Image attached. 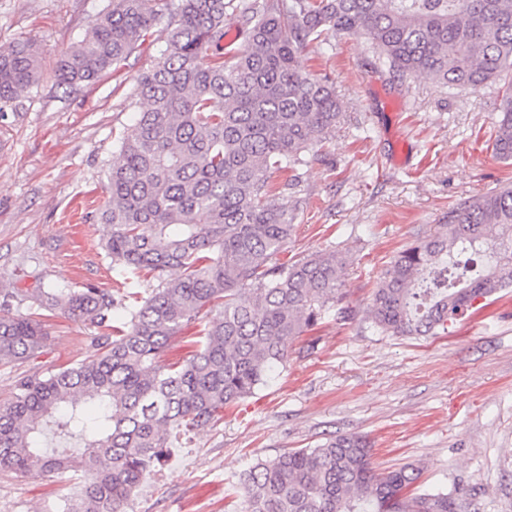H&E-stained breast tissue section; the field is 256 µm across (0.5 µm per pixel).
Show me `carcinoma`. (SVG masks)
I'll return each mask as SVG.
<instances>
[{
    "mask_svg": "<svg viewBox=\"0 0 512 512\" xmlns=\"http://www.w3.org/2000/svg\"><path fill=\"white\" fill-rule=\"evenodd\" d=\"M165 18V46L136 81L140 111L106 171L101 212L112 268L145 271L155 285L134 307L97 288L36 289L39 306L98 327L120 309L128 330L97 337L78 363L22 376L0 404V471L84 472L67 512H124L174 441L192 442L254 395L288 361L292 341L342 301L348 253L273 262L301 204L287 208L279 197L342 116L330 78L304 67L310 43L363 35L403 80L500 85L492 150L512 160V0H112L60 59V83L97 81ZM230 21L244 41L226 58ZM39 76L37 41L17 39L0 54V104ZM272 170L293 178L276 187ZM511 287L504 186L448 207L436 234L399 251L369 312L385 333L435 336ZM204 310L212 317L202 339L182 362H166L171 340ZM45 339L28 315L0 305V365L35 358ZM49 432L79 439L82 450L48 451ZM371 451L350 434L259 460L240 478L246 512H459L450 493L407 494L420 478L414 466L375 472Z\"/></svg>",
    "mask_w": 512,
    "mask_h": 512,
    "instance_id": "obj_1",
    "label": "carcinoma"
}]
</instances>
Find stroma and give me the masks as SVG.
<instances>
[{
  "label": "stroma",
  "mask_w": 512,
  "mask_h": 512,
  "mask_svg": "<svg viewBox=\"0 0 512 512\" xmlns=\"http://www.w3.org/2000/svg\"><path fill=\"white\" fill-rule=\"evenodd\" d=\"M112 0H0V51L21 37L40 46V79L0 109V289L22 297L48 336L34 361L0 366V403L19 377L85 359L104 330L46 316L33 289L145 291L118 276L102 248L105 172L134 122L131 95L164 46L157 24L99 81L66 90L58 60ZM370 43L310 44L305 65L330 75L340 124L300 170L302 210L277 263L348 251L343 312L297 338L288 361L217 425L147 476L125 512H244L239 477L257 459L358 433L377 471L419 467V492L454 494L461 512H512V288L447 332L420 339L373 324L368 306L395 253L434 233L450 205L512 183L494 158L496 86L446 89L394 77ZM81 473L0 472V512H65Z\"/></svg>",
  "instance_id": "1"
}]
</instances>
